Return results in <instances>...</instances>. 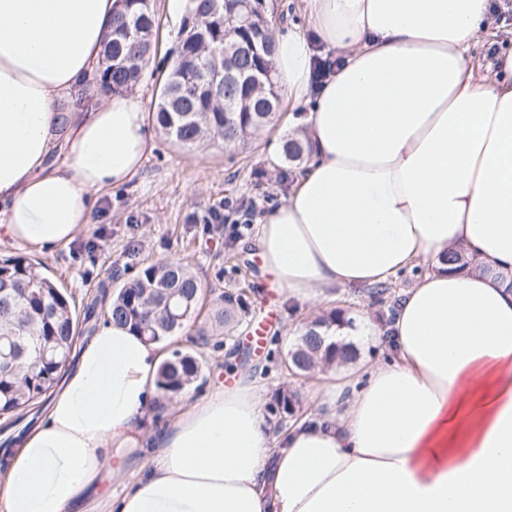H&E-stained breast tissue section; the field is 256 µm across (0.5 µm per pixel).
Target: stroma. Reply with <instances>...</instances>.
Wrapping results in <instances>:
<instances>
[{"instance_id": "obj_1", "label": "stroma", "mask_w": 512, "mask_h": 512, "mask_svg": "<svg viewBox=\"0 0 512 512\" xmlns=\"http://www.w3.org/2000/svg\"><path fill=\"white\" fill-rule=\"evenodd\" d=\"M152 3L158 47L138 87L142 108L150 116L151 141L141 170L128 184L99 198L89 224L69 245L38 251L6 242L0 244V260L41 261L49 277L69 295L78 315L100 284L116 290L132 281L143 266L187 261L202 284L203 309L162 352L168 356L178 349L198 358L194 395L229 380L230 354L239 349L248 353L245 369L258 377L265 401L288 389L296 394L299 409H306L300 380L287 369V354L303 323L336 310L381 324L389 307L376 303L369 288L363 287L337 289L335 300L298 309L264 280L252 241L260 219L283 201L291 186L281 178L289 165L276 152L293 130L291 105L281 101L276 125L243 150L209 142L187 151L171 142L151 116L158 83L172 66L181 20L167 11L165 0ZM490 11L494 24L488 39L473 52L472 64L477 68L512 50V0H490ZM246 221L250 229L236 233V225ZM240 293L250 304L249 313L237 314L225 325L223 335H200V328L211 324L218 298ZM260 327L265 330V344L258 348L251 338Z\"/></svg>"}]
</instances>
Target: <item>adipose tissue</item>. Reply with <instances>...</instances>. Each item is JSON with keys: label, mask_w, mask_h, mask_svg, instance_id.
Returning a JSON list of instances; mask_svg holds the SVG:
<instances>
[{"label": "adipose tissue", "mask_w": 512, "mask_h": 512, "mask_svg": "<svg viewBox=\"0 0 512 512\" xmlns=\"http://www.w3.org/2000/svg\"><path fill=\"white\" fill-rule=\"evenodd\" d=\"M488 0H305L276 38L283 92L312 145L258 225L263 271L298 306L426 271L371 362H340L270 433L255 378L217 384L154 434L162 356L104 320L0 470V512H512V52L471 51ZM116 0H0V238L71 243L149 147L138 96L57 115L98 67ZM460 251L470 267L449 268ZM122 477L120 490L108 482Z\"/></svg>", "instance_id": "obj_1"}]
</instances>
